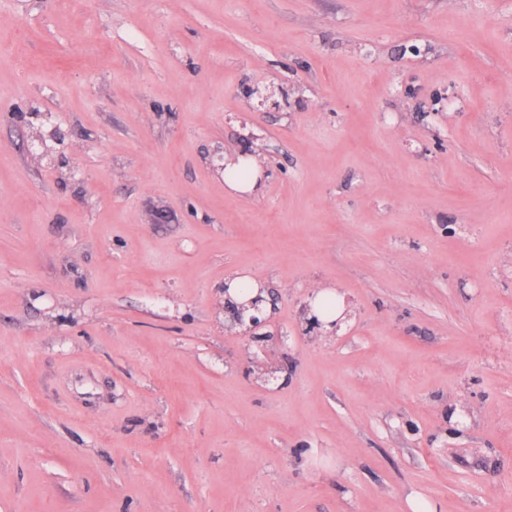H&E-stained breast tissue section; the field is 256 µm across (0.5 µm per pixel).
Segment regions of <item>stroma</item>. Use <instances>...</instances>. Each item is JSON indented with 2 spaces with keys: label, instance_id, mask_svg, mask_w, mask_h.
<instances>
[{
  "label": "stroma",
  "instance_id": "1",
  "mask_svg": "<svg viewBox=\"0 0 512 512\" xmlns=\"http://www.w3.org/2000/svg\"><path fill=\"white\" fill-rule=\"evenodd\" d=\"M419 505L512 512V0H0V512ZM258 168L248 158L239 157L236 163H230L224 175V182L229 190L242 195H256L261 191ZM241 173L240 176H236ZM228 287V296L233 301L241 303L229 305L228 300H231L229 297L224 302L225 308L232 315L233 325L241 328V335L248 337L250 340L254 342L263 341L266 336H260L261 334L257 331L265 326L268 319L264 317L263 310L260 308L264 300L259 296L253 298L259 294L258 285L244 277L230 282ZM235 307L239 309L238 314L232 311ZM343 310L342 303L336 298L335 294L330 292H318L312 302L314 316L322 322L324 329L328 331L343 316Z\"/></svg>",
  "mask_w": 512,
  "mask_h": 512
}]
</instances>
